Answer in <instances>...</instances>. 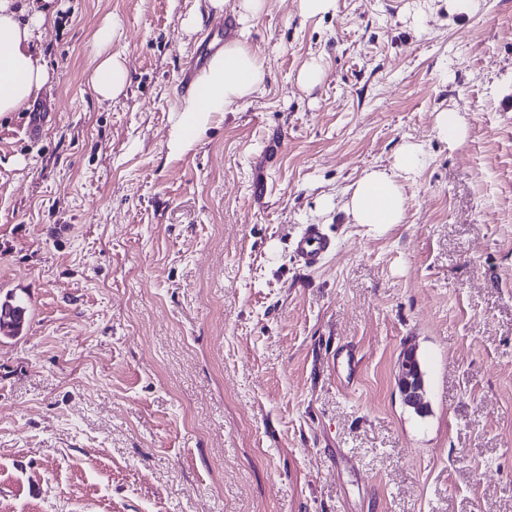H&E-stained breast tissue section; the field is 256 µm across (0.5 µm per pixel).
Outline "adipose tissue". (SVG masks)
I'll return each instance as SVG.
<instances>
[{"label":"adipose tissue","mask_w":512,"mask_h":512,"mask_svg":"<svg viewBox=\"0 0 512 512\" xmlns=\"http://www.w3.org/2000/svg\"><path fill=\"white\" fill-rule=\"evenodd\" d=\"M50 15L38 5L18 6L16 0H0V116L22 110L47 84L49 71L36 39ZM118 35L116 23L98 29L91 42L96 61L92 75L95 92L104 99L117 97L126 87L129 73L110 48ZM267 73L246 38L225 44L197 75L173 117L167 142L177 153L201 140L215 115L234 111L258 92ZM419 146L404 147L390 167L362 175L346 191L344 209L354 223L385 228L405 218L403 179L412 178L423 166Z\"/></svg>","instance_id":"1"}]
</instances>
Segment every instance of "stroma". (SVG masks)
Returning <instances> with one entry per match:
<instances>
[{
  "mask_svg": "<svg viewBox=\"0 0 512 512\" xmlns=\"http://www.w3.org/2000/svg\"><path fill=\"white\" fill-rule=\"evenodd\" d=\"M197 4L50 0V80L0 117V280L39 309L0 339V512H512V0H266L263 88L172 155L181 77L237 8L190 34ZM114 19L130 83L103 100ZM409 143L403 223H353L346 190ZM306 224L336 239L313 269ZM118 35L115 21L98 29L91 42V53L97 65L92 75V86L103 99L117 97L126 87L129 73L117 55L109 54L112 41ZM437 135L449 142H458L463 137V127L456 112H441L436 124ZM416 359L415 353L408 352L404 354L401 360V373L399 377V383L407 393L406 405L420 408L423 404V393L418 387H414L411 382L409 375L410 363Z\"/></svg>",
  "mask_w": 512,
  "mask_h": 512,
  "instance_id": "35a3bbf8",
  "label": "stroma"
}]
</instances>
